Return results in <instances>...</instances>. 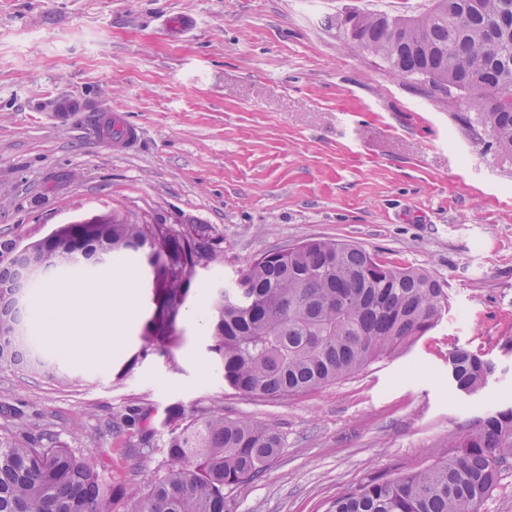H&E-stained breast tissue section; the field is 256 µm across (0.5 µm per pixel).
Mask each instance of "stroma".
<instances>
[{
	"label": "stroma",
	"mask_w": 512,
	"mask_h": 512,
	"mask_svg": "<svg viewBox=\"0 0 512 512\" xmlns=\"http://www.w3.org/2000/svg\"><path fill=\"white\" fill-rule=\"evenodd\" d=\"M429 0H0V242L25 246L95 216L221 236L187 309L261 254L308 239L364 246L431 273L449 297L407 352L287 398L225 387L204 326L179 323L169 353H141L152 273L124 258L136 311L80 343L81 310L34 327L45 376L0 368V406L29 436L52 429L105 479L147 485L165 469L169 413L223 409L276 429L281 455L233 493L236 512H327L374 478L441 459L450 437L512 406V155L468 123L466 101L389 74L350 48L339 16L416 15ZM190 13L187 35L166 16ZM123 109L141 136L122 151L94 130ZM497 365L485 391L448 377V349ZM141 407L140 430L105 428ZM149 454L131 456L141 438Z\"/></svg>",
	"instance_id": "stroma-1"
}]
</instances>
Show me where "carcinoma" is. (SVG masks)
I'll list each match as a JSON object with an SVG mask.
<instances>
[{
  "instance_id": "carcinoma-1",
  "label": "carcinoma",
  "mask_w": 512,
  "mask_h": 512,
  "mask_svg": "<svg viewBox=\"0 0 512 512\" xmlns=\"http://www.w3.org/2000/svg\"><path fill=\"white\" fill-rule=\"evenodd\" d=\"M387 13L360 16L351 47L379 57L390 72L415 77L445 97L460 93L475 121L505 154H512V0H431L403 29ZM161 224H65L43 259L60 275H92L129 253L165 262L170 275L152 289V313L141 352L167 353L195 266L212 260L220 238L204 225L167 231V248L151 254ZM25 252L0 267V283L25 279ZM448 298L434 276L383 260L361 246L311 239L252 260L214 290L209 351L224 385L253 397L285 398L334 383L372 362L402 353L434 328ZM0 367L71 379L44 360L30 335L12 336L0 322ZM453 384L467 394L484 389L496 365L457 345L448 350ZM129 408L109 427L134 429ZM166 444L164 475L141 489L105 481L89 457L51 432L0 433V512H232L235 489L280 454L277 431L249 419L229 420L221 409L188 417L176 413ZM452 452L417 472L361 484L328 512H479L501 473L512 468V406L492 408L481 424L448 439Z\"/></svg>"
}]
</instances>
